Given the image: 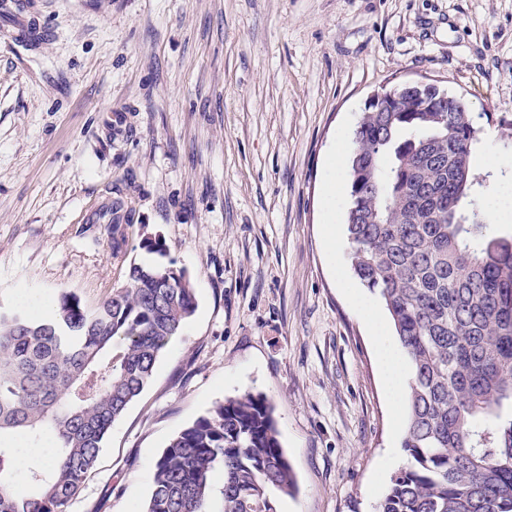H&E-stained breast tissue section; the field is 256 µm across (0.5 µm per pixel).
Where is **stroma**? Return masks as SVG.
<instances>
[{"instance_id":"obj_1","label":"stroma","mask_w":512,"mask_h":512,"mask_svg":"<svg viewBox=\"0 0 512 512\" xmlns=\"http://www.w3.org/2000/svg\"><path fill=\"white\" fill-rule=\"evenodd\" d=\"M34 6L39 49L0 31V306L63 290L96 305L133 261L196 292L69 512H142L169 440L246 393L270 403L293 469L277 512H377L406 412L353 305L369 291L326 182L367 98L424 81L468 101L477 162L507 160L512 189V0ZM155 235L165 254L143 249Z\"/></svg>"}]
</instances>
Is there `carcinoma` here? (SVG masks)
<instances>
[{
	"instance_id": "obj_1",
	"label": "carcinoma",
	"mask_w": 512,
	"mask_h": 512,
	"mask_svg": "<svg viewBox=\"0 0 512 512\" xmlns=\"http://www.w3.org/2000/svg\"><path fill=\"white\" fill-rule=\"evenodd\" d=\"M461 96L404 94L352 130L345 215L354 276L385 306L409 363L406 465L378 512H512V234L485 222L494 174ZM196 304L183 273L129 264L93 308L59 295L51 315L0 307V512H68L106 434L149 384ZM53 438V464L15 492L11 441ZM276 512L293 473L266 399L215 405L155 461L143 512Z\"/></svg>"
}]
</instances>
